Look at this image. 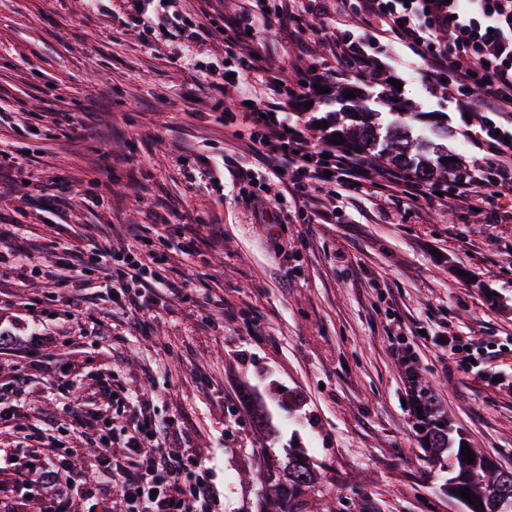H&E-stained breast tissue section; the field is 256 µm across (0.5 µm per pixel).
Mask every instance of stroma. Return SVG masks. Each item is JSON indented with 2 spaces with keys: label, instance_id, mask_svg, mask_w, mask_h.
<instances>
[{
  "label": "stroma",
  "instance_id": "1",
  "mask_svg": "<svg viewBox=\"0 0 512 512\" xmlns=\"http://www.w3.org/2000/svg\"><path fill=\"white\" fill-rule=\"evenodd\" d=\"M240 0H173L200 23L194 39L143 40L128 0H0V151L16 158L0 195V230L44 261L55 246L83 247L137 225L167 255L165 306H118L89 272L86 310L71 316L66 291L20 284L0 267L4 322L21 345H52L73 390L35 374L13 426L0 427V472L21 476L16 512H39L40 467L68 447L94 484L98 438L72 439L67 410L102 405L99 380L153 385L154 414L170 441L206 458L221 512H256L259 455L301 449L324 474L314 512H464L448 475L421 449L411 407L424 377L470 445L512 468V388L466 376L439 347L444 328L486 344L478 362L512 379V223L448 202L398 214L365 198L336 201L331 224H284L276 209L255 221L229 181L208 165L234 156L264 177L263 158L225 127L200 71L223 78L229 56L206 25L233 23ZM402 89L395 106L416 113L420 138L441 143L460 167L480 153L447 89L405 69L398 46L381 48ZM51 112H86L85 138L48 123ZM111 165L106 186L90 170ZM57 180L45 210L36 182ZM178 214L191 255L169 249L161 229ZM41 301L28 308V298ZM264 414L271 437L254 429Z\"/></svg>",
  "mask_w": 512,
  "mask_h": 512
}]
</instances>
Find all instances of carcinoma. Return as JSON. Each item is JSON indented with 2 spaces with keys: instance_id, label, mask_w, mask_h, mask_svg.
<instances>
[{
  "instance_id": "1",
  "label": "carcinoma",
  "mask_w": 512,
  "mask_h": 512,
  "mask_svg": "<svg viewBox=\"0 0 512 512\" xmlns=\"http://www.w3.org/2000/svg\"><path fill=\"white\" fill-rule=\"evenodd\" d=\"M355 98L351 99L356 112L352 116L361 122L352 129H344L330 118L325 119L328 128L343 137L344 145L378 153L392 165L410 169L423 179L432 180L444 173L454 172V164L443 163L448 157L432 150L411 135L413 112H394L385 127L371 120L368 112L373 96L359 86L352 87ZM413 406L422 408L423 418L416 419L421 448L434 465L448 471L446 492L461 502L466 512H512V470L499 467L481 450L474 448V461L468 462L461 455L464 438L453 439L448 415L439 398L429 386L419 383L412 387ZM258 480L264 488L259 502V512H303L306 498L320 484L321 473L306 457L288 453L284 458L263 457L257 468ZM468 488L475 496L469 503L459 495Z\"/></svg>"
}]
</instances>
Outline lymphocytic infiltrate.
<instances>
[{"mask_svg": "<svg viewBox=\"0 0 512 512\" xmlns=\"http://www.w3.org/2000/svg\"><path fill=\"white\" fill-rule=\"evenodd\" d=\"M250 2L238 20L233 80L262 73L271 82H282L286 97L256 101L242 110L220 96L214 105L226 123L249 130L253 148L270 170L276 207L286 217L324 223L326 212L306 207L321 195L338 194L352 202L373 195L405 212L442 206L450 195L468 210L492 208L495 223L512 222V0H277L271 7L266 0ZM283 29L298 39L312 36L326 44L329 63L288 77L285 59L267 48ZM383 38L401 47L410 67H423L434 82H446L462 111H469L474 91L482 93V132L474 143L483 156L447 186L380 166L370 152L340 148L326 129L288 122L287 111L318 97L332 73L385 80L387 69L377 53ZM106 259L112 266L101 286L113 303L133 301L148 311L160 305V295L138 289L160 261L154 250L121 240L95 242L79 263L69 246L55 254L56 264L69 270L58 285L67 290L74 312L84 305L88 267ZM27 357L10 381L0 383L1 424L17 419L32 372L46 373L61 387L70 384L62 365L46 363L39 350H29ZM124 399L138 403L141 417L121 434H113L99 416L73 412V433L101 428L105 444L96 466L99 479L85 485L68 457L53 454L43 466L48 492L40 512H211L220 495L202 457L195 449L169 444V425L153 422L148 413L145 386L127 391Z\"/></svg>", "mask_w": 512, "mask_h": 512, "instance_id": "lymphocytic-infiltrate-1", "label": "lymphocytic infiltrate"}]
</instances>
